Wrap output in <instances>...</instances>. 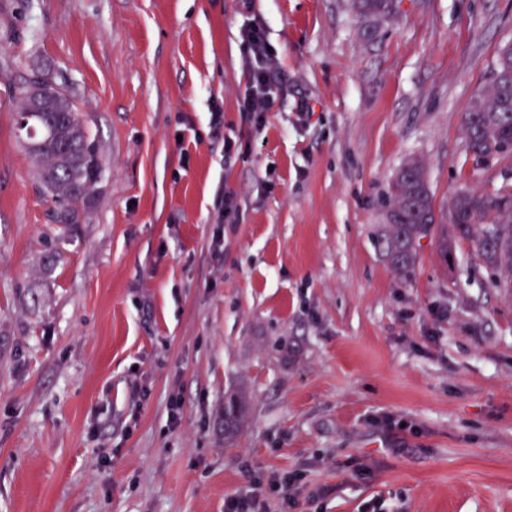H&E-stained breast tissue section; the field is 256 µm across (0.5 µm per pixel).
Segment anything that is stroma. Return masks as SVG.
I'll list each match as a JSON object with an SVG mask.
<instances>
[{
	"label": "stroma",
	"mask_w": 512,
	"mask_h": 512,
	"mask_svg": "<svg viewBox=\"0 0 512 512\" xmlns=\"http://www.w3.org/2000/svg\"><path fill=\"white\" fill-rule=\"evenodd\" d=\"M351 4L0 0V512H224L274 474L298 480L269 512H512V288L466 240L422 239L407 279L375 244L409 159L439 224L512 192V153L475 161L462 124L512 0H396L370 28ZM32 68L100 145L75 224L16 129ZM244 44L243 64L248 80L247 94L242 102L253 129L259 132L265 125V115L271 105V79L275 71V59L268 50L265 25L255 22L242 35ZM225 428L224 435L227 438L233 437L246 416V404L244 399L239 396H231L228 404L224 407Z\"/></svg>",
	"instance_id": "35a3bbf8"
}]
</instances>
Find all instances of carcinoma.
I'll list each match as a JSON object with an SVG mask.
<instances>
[{"mask_svg": "<svg viewBox=\"0 0 512 512\" xmlns=\"http://www.w3.org/2000/svg\"><path fill=\"white\" fill-rule=\"evenodd\" d=\"M356 16L364 22L389 19L395 0H353ZM19 124L24 132L40 182L59 206L56 223L76 224L81 209L93 197L102 176L100 146L81 120L76 93L56 71L34 68L21 77L16 89ZM465 147L479 161L512 150V50L499 51L489 89L476 94L464 113ZM512 212V193L489 195L460 191L452 203V224L435 223L432 196L423 166L416 160L403 165L391 182L389 224L377 236V246L393 270L409 277L417 249L425 237L437 239L443 256L452 254L448 235L470 240L479 258L512 283V224L490 220ZM224 435L234 436L246 416L244 399L230 397L224 407Z\"/></svg>", "mask_w": 512, "mask_h": 512, "instance_id": "cac0c4a2", "label": "carcinoma"}]
</instances>
